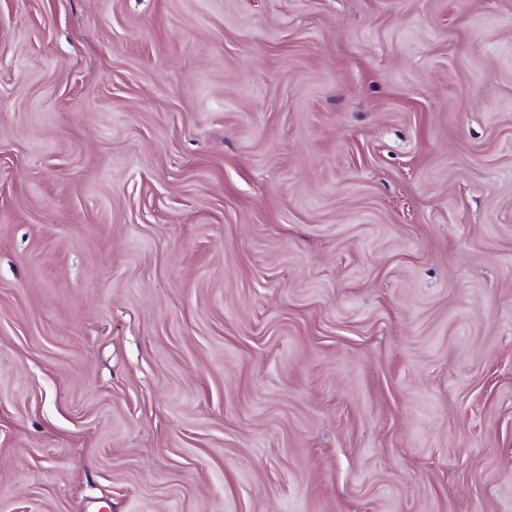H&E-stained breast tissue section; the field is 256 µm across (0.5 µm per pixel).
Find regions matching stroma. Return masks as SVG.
Segmentation results:
<instances>
[{
    "label": "stroma",
    "mask_w": 512,
    "mask_h": 512,
    "mask_svg": "<svg viewBox=\"0 0 512 512\" xmlns=\"http://www.w3.org/2000/svg\"><path fill=\"white\" fill-rule=\"evenodd\" d=\"M0 512H512V0H0Z\"/></svg>",
    "instance_id": "stroma-1"
}]
</instances>
